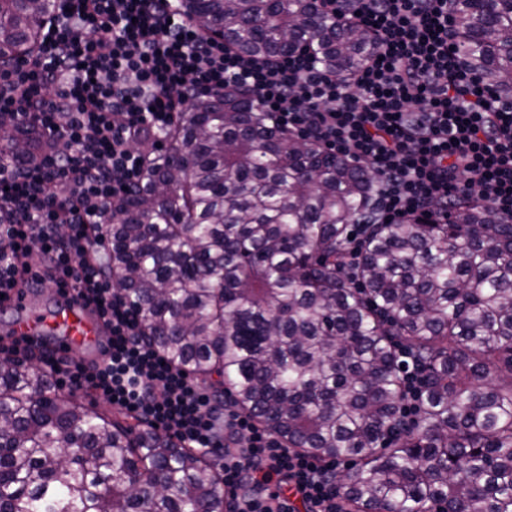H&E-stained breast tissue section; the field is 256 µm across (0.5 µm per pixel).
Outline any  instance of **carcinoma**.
<instances>
[{"label": "carcinoma", "mask_w": 512, "mask_h": 512, "mask_svg": "<svg viewBox=\"0 0 512 512\" xmlns=\"http://www.w3.org/2000/svg\"><path fill=\"white\" fill-rule=\"evenodd\" d=\"M459 50L512 93V0H454ZM55 0H0V64L36 49ZM312 0H184L242 54L311 42L338 72L369 43ZM3 147L32 141L0 128ZM103 228L119 293L172 363L218 377L290 448L354 471L346 512H512V222L477 197L443 224H377L374 176L272 126L232 90L191 98ZM361 231L359 261L348 232ZM425 375L405 431L402 352ZM0 512H224L213 463L0 360Z\"/></svg>", "instance_id": "cac0c4a2"}]
</instances>
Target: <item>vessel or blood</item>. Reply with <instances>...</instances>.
I'll list each match as a JSON object with an SVG mask.
<instances>
[{
	"label": "vessel or blood",
	"mask_w": 512,
	"mask_h": 512,
	"mask_svg": "<svg viewBox=\"0 0 512 512\" xmlns=\"http://www.w3.org/2000/svg\"><path fill=\"white\" fill-rule=\"evenodd\" d=\"M64 305L46 312L31 305L24 292H10L8 307L15 312L11 334L36 343L53 341L55 348L69 356H80L91 346L101 345L105 329L99 317L73 292L63 296Z\"/></svg>",
	"instance_id": "vessel-or-blood-1"
}]
</instances>
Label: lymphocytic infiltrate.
<instances>
[{
	"label": "lymphocytic infiltrate",
	"instance_id": "obj_1",
	"mask_svg": "<svg viewBox=\"0 0 512 512\" xmlns=\"http://www.w3.org/2000/svg\"><path fill=\"white\" fill-rule=\"evenodd\" d=\"M328 2L372 41L344 75L312 52L239 53L170 0H62L39 50L0 67V120L46 139L31 155L0 149V295L48 280L108 329L90 363L18 340L0 355L38 360L56 387L93 392L212 455L225 512H342L343 498L334 460L286 447L147 343L104 267L98 229L187 99L248 90L300 140L366 162L379 223L435 224L472 194L512 222V94L471 79L451 0Z\"/></svg>",
	"mask_w": 512,
	"mask_h": 512
}]
</instances>
